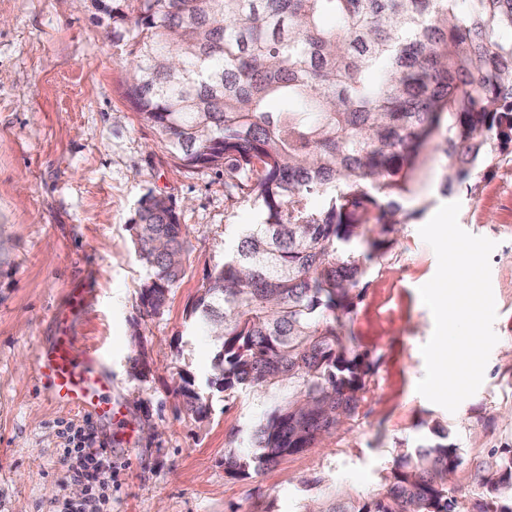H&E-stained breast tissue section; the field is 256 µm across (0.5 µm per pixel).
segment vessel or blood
<instances>
[{
    "label": "vessel or blood",
    "instance_id": "1",
    "mask_svg": "<svg viewBox=\"0 0 512 512\" xmlns=\"http://www.w3.org/2000/svg\"><path fill=\"white\" fill-rule=\"evenodd\" d=\"M86 299L85 289H74L66 308L56 314L55 334L37 352L35 378L52 402L95 421L113 413L111 403L103 398L112 381L75 332L72 316Z\"/></svg>",
    "mask_w": 512,
    "mask_h": 512
}]
</instances>
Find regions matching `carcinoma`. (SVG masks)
<instances>
[{"mask_svg": "<svg viewBox=\"0 0 512 512\" xmlns=\"http://www.w3.org/2000/svg\"><path fill=\"white\" fill-rule=\"evenodd\" d=\"M127 41V96L184 165L222 167L258 221L202 285L191 322L218 336L229 389L274 399L249 478L312 448L357 410L368 354L344 333L355 289L397 224L422 215L428 155L448 196L512 144V0H92ZM319 206L310 205L311 200ZM145 312L163 311L189 241L172 203L139 201ZM184 408L206 414L190 381ZM406 450L384 491L327 495L305 512H465L448 432ZM478 512H512V455L479 469Z\"/></svg>", "mask_w": 512, "mask_h": 512, "instance_id": "carcinoma-1", "label": "carcinoma"}]
</instances>
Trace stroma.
Segmentation results:
<instances>
[{
	"instance_id": "obj_1",
	"label": "stroma",
	"mask_w": 512,
	"mask_h": 512,
	"mask_svg": "<svg viewBox=\"0 0 512 512\" xmlns=\"http://www.w3.org/2000/svg\"><path fill=\"white\" fill-rule=\"evenodd\" d=\"M130 79L126 46L90 0H0V512H67L88 494L67 478L78 460L63 432L82 420L33 377L74 288L89 291L76 332L112 376L115 413L91 427L112 464V496L97 512H304L334 489L367 502L435 424L460 450L452 482L472 506L482 492L476 463L512 452V154L497 157L474 191L449 197L429 164L426 210L374 258L345 320L374 363L357 411L320 447L238 479L225 473L224 456L249 451L247 433L270 402L256 389L207 386L215 341L188 312L257 213L230 194L223 168L182 164L128 100ZM150 193L173 201L190 241L184 275L153 316L140 303L148 270L132 228ZM449 200L461 204V228L496 243L498 336L480 388L453 413L416 391L420 348L434 331L419 288L437 269L419 229ZM186 375L205 417L187 413L176 394Z\"/></svg>"
}]
</instances>
